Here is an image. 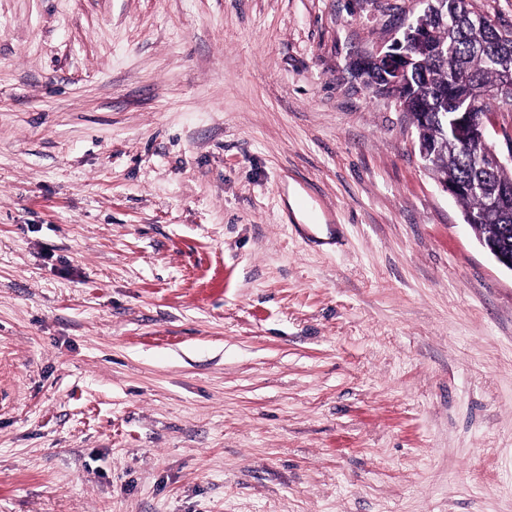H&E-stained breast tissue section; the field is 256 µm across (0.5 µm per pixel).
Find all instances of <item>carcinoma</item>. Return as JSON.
Wrapping results in <instances>:
<instances>
[{
    "mask_svg": "<svg viewBox=\"0 0 512 512\" xmlns=\"http://www.w3.org/2000/svg\"><path fill=\"white\" fill-rule=\"evenodd\" d=\"M435 5L437 10L423 13L421 23L448 45V60L434 59L427 41H414L408 78L387 94L416 121L421 112L448 113V125L433 123L423 133L426 148L439 160L431 171L465 186L467 191L457 200L466 213L477 217L479 224L507 232L512 244V210L500 211L489 205L499 187L512 184V169L485 167L479 149L460 137L455 122V102L461 96L472 99V111L479 115L512 108V100L507 98L475 95L479 90H496L503 71L512 69V31H502L472 12L468 0H437Z\"/></svg>",
    "mask_w": 512,
    "mask_h": 512,
    "instance_id": "cac0c4a2",
    "label": "carcinoma"
}]
</instances>
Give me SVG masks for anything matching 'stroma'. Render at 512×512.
<instances>
[{
	"label": "stroma",
	"mask_w": 512,
	"mask_h": 512,
	"mask_svg": "<svg viewBox=\"0 0 512 512\" xmlns=\"http://www.w3.org/2000/svg\"><path fill=\"white\" fill-rule=\"evenodd\" d=\"M417 0H0V512H512V273L354 65Z\"/></svg>",
	"instance_id": "obj_1"
}]
</instances>
